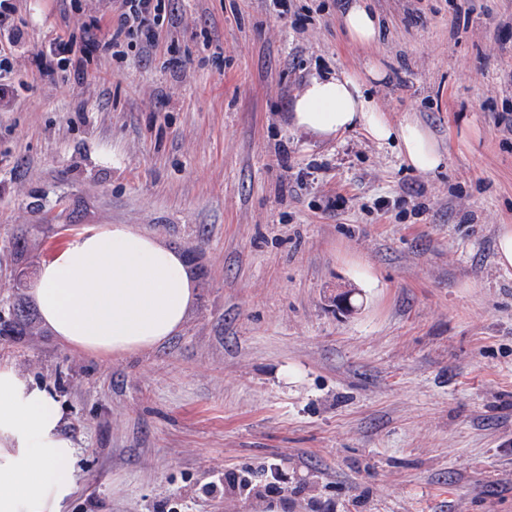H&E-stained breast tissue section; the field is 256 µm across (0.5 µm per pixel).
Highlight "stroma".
Wrapping results in <instances>:
<instances>
[{"mask_svg": "<svg viewBox=\"0 0 512 512\" xmlns=\"http://www.w3.org/2000/svg\"><path fill=\"white\" fill-rule=\"evenodd\" d=\"M0 105V299L84 229L130 224L185 252L198 299L122 358L36 325L0 361L45 385L80 449L68 512H512V0H165L154 51L39 76L52 38L119 0H9ZM389 120L448 152L415 171L360 129L289 112L320 72H364ZM30 227L23 255L5 243ZM347 294L348 307L338 303ZM0 2V98H4L9 92H12V87L9 82H4L2 72H6V62H8L7 53L3 44L5 40L6 46L11 49L12 45L19 38V34L14 25V18L12 16V9L9 4ZM3 52V58L2 57ZM340 14V25L354 44L370 46L380 33V20L371 8L370 0H349ZM497 263L503 269H512V225H500L496 237Z\"/></svg>", "mask_w": 512, "mask_h": 512, "instance_id": "obj_1", "label": "stroma"}]
</instances>
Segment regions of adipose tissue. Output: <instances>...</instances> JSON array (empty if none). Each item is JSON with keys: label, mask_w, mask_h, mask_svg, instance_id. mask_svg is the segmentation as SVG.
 <instances>
[{"label": "adipose tissue", "mask_w": 512, "mask_h": 512, "mask_svg": "<svg viewBox=\"0 0 512 512\" xmlns=\"http://www.w3.org/2000/svg\"><path fill=\"white\" fill-rule=\"evenodd\" d=\"M340 24L370 46L380 20L369 0H348ZM385 71L312 76L292 104L295 128L331 138L360 128L398 143L414 170L444 167L446 153L412 118L392 123L365 91ZM184 253L127 224L86 229L39 268L31 297L42 324L70 347L120 357L161 346L183 326L197 298ZM79 448L48 389L0 364V512H65L76 490Z\"/></svg>", "instance_id": "ef3b65f1"}]
</instances>
